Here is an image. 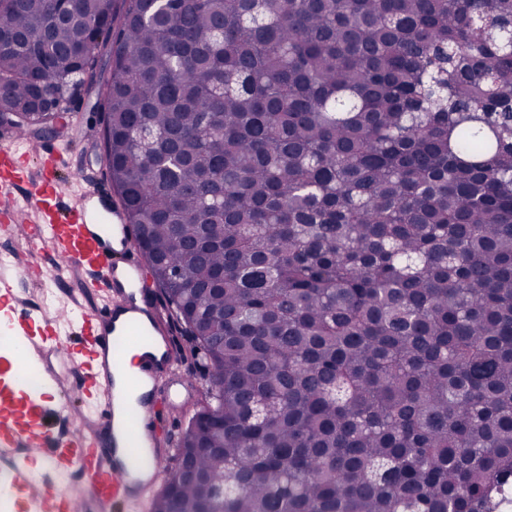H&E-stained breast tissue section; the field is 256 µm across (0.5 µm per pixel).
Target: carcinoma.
Segmentation results:
<instances>
[{"label": "carcinoma", "instance_id": "carcinoma-1", "mask_svg": "<svg viewBox=\"0 0 512 512\" xmlns=\"http://www.w3.org/2000/svg\"><path fill=\"white\" fill-rule=\"evenodd\" d=\"M73 9L0 0V108L98 87L207 366L149 512H512V0Z\"/></svg>", "mask_w": 512, "mask_h": 512}]
</instances>
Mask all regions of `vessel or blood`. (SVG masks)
<instances>
[{"label":"vessel or blood","instance_id":"vessel-or-blood-1","mask_svg":"<svg viewBox=\"0 0 512 512\" xmlns=\"http://www.w3.org/2000/svg\"><path fill=\"white\" fill-rule=\"evenodd\" d=\"M0 168L6 173L0 189L23 180L32 185L37 223H27L28 210L12 198L0 204V217L7 230H23L33 266L50 251L60 272H80L84 287L102 298L100 307L79 318L66 308H31L0 271L7 328L51 359L48 384L62 385L72 372L83 376L76 394L61 393L50 405L0 387V447L6 451L0 472L24 485L28 512H86L92 500L107 507L132 504L156 486L171 457L157 431L156 406L166 394L159 380L174 357L170 331L142 287L144 264L132 230L120 210L103 204L95 183L84 182L67 199L58 186L32 176L29 154L2 151ZM128 363L134 373L125 372ZM79 411L95 427L73 434L68 425ZM35 456L52 466L68 460L84 476L88 496L28 482L27 464Z\"/></svg>","mask_w":512,"mask_h":512}]
</instances>
